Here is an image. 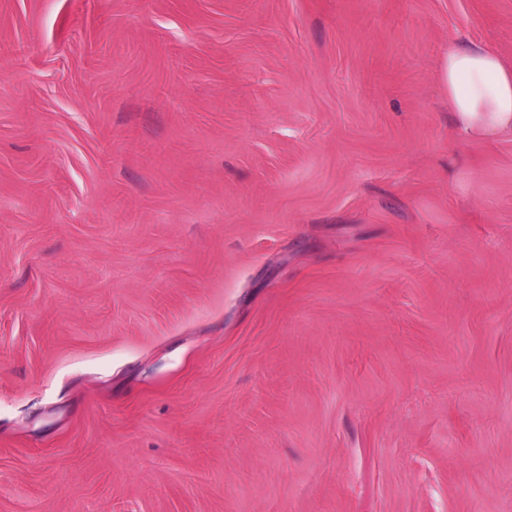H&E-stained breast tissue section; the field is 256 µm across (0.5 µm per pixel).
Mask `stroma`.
I'll use <instances>...</instances> for the list:
<instances>
[{"instance_id":"35a3bbf8","label":"stroma","mask_w":512,"mask_h":512,"mask_svg":"<svg viewBox=\"0 0 512 512\" xmlns=\"http://www.w3.org/2000/svg\"><path fill=\"white\" fill-rule=\"evenodd\" d=\"M512 0H0V512H512ZM460 40L448 43L444 66L455 128L472 137L512 135V64Z\"/></svg>"}]
</instances>
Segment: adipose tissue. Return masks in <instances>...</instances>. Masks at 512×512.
<instances>
[{
  "mask_svg": "<svg viewBox=\"0 0 512 512\" xmlns=\"http://www.w3.org/2000/svg\"><path fill=\"white\" fill-rule=\"evenodd\" d=\"M455 128L472 137L512 135V64L479 45L449 43L444 66Z\"/></svg>",
  "mask_w": 512,
  "mask_h": 512,
  "instance_id": "1",
  "label": "adipose tissue"
}]
</instances>
